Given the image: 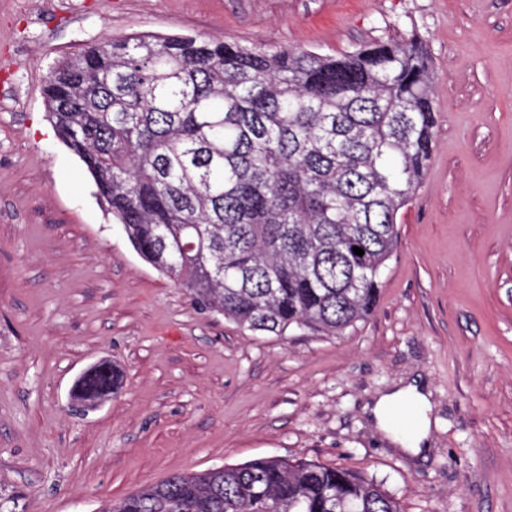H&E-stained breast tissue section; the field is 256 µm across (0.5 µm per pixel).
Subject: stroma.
<instances>
[{
  "label": "stroma",
  "mask_w": 512,
  "mask_h": 512,
  "mask_svg": "<svg viewBox=\"0 0 512 512\" xmlns=\"http://www.w3.org/2000/svg\"><path fill=\"white\" fill-rule=\"evenodd\" d=\"M412 30L432 152L375 309L340 336L197 306L134 251L42 92L109 36L338 56ZM102 361L121 387L83 409L76 381ZM415 377L421 456L365 410ZM265 457L348 469L402 512H512V0H0V512H98Z\"/></svg>",
  "instance_id": "35a3bbf8"
}]
</instances>
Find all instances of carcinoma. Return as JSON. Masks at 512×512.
Returning a JSON list of instances; mask_svg holds the SVG:
<instances>
[{
	"label": "carcinoma",
	"instance_id": "cac0c4a2",
	"mask_svg": "<svg viewBox=\"0 0 512 512\" xmlns=\"http://www.w3.org/2000/svg\"><path fill=\"white\" fill-rule=\"evenodd\" d=\"M43 94L140 257L251 331L339 336L372 313L399 211L430 158L433 91L415 32L339 57L214 38H107ZM364 250L359 256L353 247ZM93 367L84 401L117 391ZM401 512L342 468L259 458L174 473L100 512Z\"/></svg>",
	"mask_w": 512,
	"mask_h": 512
}]
</instances>
